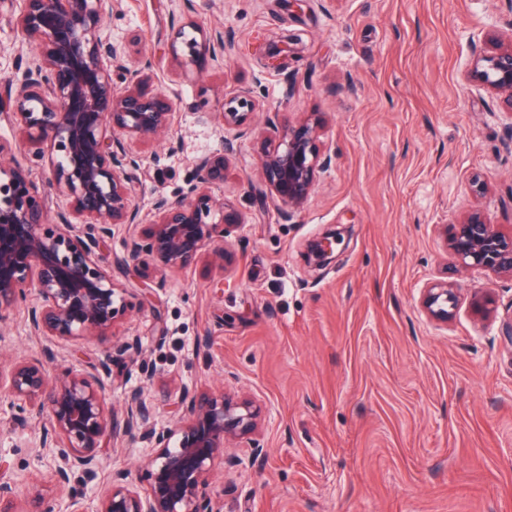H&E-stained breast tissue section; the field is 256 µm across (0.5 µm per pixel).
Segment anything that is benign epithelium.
Masks as SVG:
<instances>
[{
    "instance_id": "7a95c632",
    "label": "benign epithelium",
    "mask_w": 512,
    "mask_h": 512,
    "mask_svg": "<svg viewBox=\"0 0 512 512\" xmlns=\"http://www.w3.org/2000/svg\"><path fill=\"white\" fill-rule=\"evenodd\" d=\"M110 11L111 0H22L16 30L37 59L19 83H0V99L12 106L10 117L32 146L24 164L0 158V321L24 303L31 335L64 342H110L124 319V292L98 257L115 225L131 230L129 257L158 272L189 266L243 224L236 208L211 194L212 186L224 183L233 152L227 142L224 150L197 157L195 179L180 194L156 199L148 230L136 233L140 217L130 203L127 168L138 160L128 155L121 136H172L177 104L154 86L150 63L130 64L101 36ZM176 39L188 50L183 59L172 48L181 66L203 52L218 60L230 42L223 32L206 33L192 23L181 26ZM287 46L268 49L265 66L288 69L299 54L298 39L288 37ZM467 78L493 93L500 111L512 117V33L486 32ZM254 107L246 90L224 100L223 126L247 134ZM322 128L323 119L312 113L285 127L278 140L258 146L263 184L290 211L303 206L319 172L330 164L319 147ZM35 169L49 171L48 183L69 200V212L49 214L32 179ZM440 234L462 269L512 277V234L502 233L481 212L442 225ZM310 255L318 266L330 264L333 241L314 242ZM459 303L458 288L448 280L429 283L420 301L423 311L442 323L452 319ZM493 304L487 290L470 299L482 317L492 313ZM109 375L106 363L92 372L52 375L37 357L0 368V395L22 413L48 411L43 447L58 449L53 479L62 489L76 473L96 476L100 448L113 437ZM178 407L184 412L182 437L152 435L156 452L148 491L129 488L117 472L98 512H221L208 493L209 476L219 460L237 465V458L224 457V448L257 429L258 411L246 397L189 389L180 393ZM124 409L129 431L147 426L153 411L139 389L126 394ZM0 512H18L14 486L2 476Z\"/></svg>"
}]
</instances>
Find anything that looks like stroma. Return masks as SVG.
Returning <instances> with one entry per match:
<instances>
[{"mask_svg": "<svg viewBox=\"0 0 512 512\" xmlns=\"http://www.w3.org/2000/svg\"><path fill=\"white\" fill-rule=\"evenodd\" d=\"M15 0H0V76H22L33 54L17 37ZM232 36L222 60L180 68L178 26ZM512 29V0H119L102 34L154 66L176 98L180 140L124 136L139 231L157 198L194 178V160L232 140L213 195L243 224L227 238L225 268L200 259L141 278L116 225L101 251L128 300L111 344L79 349L30 336L22 309L0 322V363L51 349L46 368L90 371L110 362L114 434L95 480L69 492L51 477L44 422L15 420L0 398V472L20 512L32 486L42 512H65L68 494L96 512L112 475L150 484L154 434L179 433L181 387L255 400L260 425L228 448L237 466L215 467L209 493L221 512H512V278L456 269L439 227L478 209L512 231V117L466 72L490 30ZM299 35L287 73L253 55L255 36ZM352 75L356 92L343 87ZM248 88L256 104L247 135L223 128L225 98ZM325 121L321 171L303 208L285 213L263 185L257 145L303 114ZM484 185L475 191L474 182ZM344 230L337 260L309 264L310 239ZM454 280L462 302L442 324L420 307L425 285ZM492 291V318L468 304ZM138 339L137 352L122 344ZM152 404L149 434L128 433L126 392ZM265 455L253 458L252 448Z\"/></svg>", "mask_w": 512, "mask_h": 512, "instance_id": "35a3bbf8", "label": "stroma"}]
</instances>
